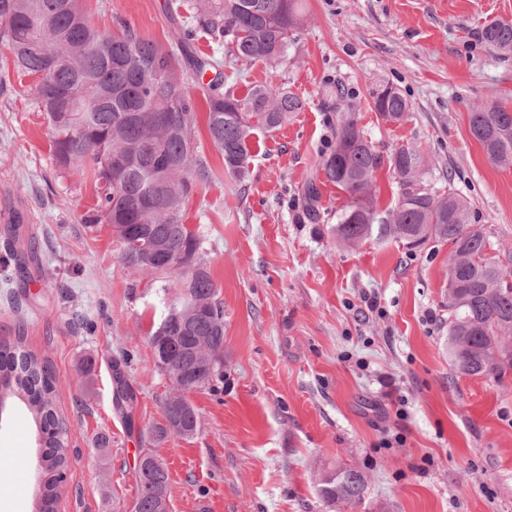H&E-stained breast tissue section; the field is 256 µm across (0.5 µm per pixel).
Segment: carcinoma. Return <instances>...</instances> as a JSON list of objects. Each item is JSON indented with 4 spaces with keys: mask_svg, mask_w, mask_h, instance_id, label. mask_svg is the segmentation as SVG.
<instances>
[{
    "mask_svg": "<svg viewBox=\"0 0 512 512\" xmlns=\"http://www.w3.org/2000/svg\"><path fill=\"white\" fill-rule=\"evenodd\" d=\"M300 0H197L194 15L183 16V0L171 14L183 20L182 36L166 48L126 27L119 34L97 30L79 0H0V41L8 45L16 67L37 77V104L51 130L58 171L74 173L94 187L95 223L119 225L121 262L160 279L162 312L148 344L170 382L180 373L200 379L205 389L224 376V302L200 258V240L184 223V208L194 177H211L197 157L192 137L198 111L186 80L214 70L203 90L205 124L224 171L240 182L251 175L250 141L257 131H274L302 111L303 100L287 88L265 82L239 89L224 79L223 64L198 57L192 26L207 28L229 46L228 63L286 61L288 35L303 22ZM487 46L512 53V22L496 20L483 29ZM373 109L386 124L410 118L407 99L382 85L372 91ZM469 129L486 157L512 167V108L503 103L469 107ZM388 165L397 184V200L377 210L375 172ZM324 180L346 194L336 210V240L355 246L371 239L394 240L413 249L430 239L451 245L448 255V362L462 376L503 382L512 372V274L487 255L490 242L472 223L467 200L448 185L439 191L426 179L423 151L402 145L389 154L367 138L353 113L336 123L335 141L320 156ZM316 182L308 183V216L320 212ZM147 236L158 250L147 255L138 245ZM26 337L0 344V382L13 392L3 410L20 406L31 415L44 439V490L36 512H57L68 467L67 423L56 410V381L42 356L27 349ZM112 364L113 400L131 415L136 394L123 365ZM165 425L159 441L180 425L190 434L198 416L187 393H169L163 405ZM137 496L133 512H165L161 494L171 492L168 471L143 458L135 467ZM368 481L352 467L325 475L318 496L328 505L362 501Z\"/></svg>",
    "mask_w": 512,
    "mask_h": 512,
    "instance_id": "1",
    "label": "carcinoma"
}]
</instances>
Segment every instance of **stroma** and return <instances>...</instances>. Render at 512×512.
Instances as JSON below:
<instances>
[{
	"label": "stroma",
	"mask_w": 512,
	"mask_h": 512,
	"mask_svg": "<svg viewBox=\"0 0 512 512\" xmlns=\"http://www.w3.org/2000/svg\"><path fill=\"white\" fill-rule=\"evenodd\" d=\"M80 7L109 34L128 26L165 46L180 37L168 0ZM304 10L286 62L241 68L252 83L276 75L306 102L253 137L248 182L225 173L196 127L213 176L197 182L185 222L224 303V378L189 393V438L153 435L170 392L146 342L159 323L157 284L122 264L110 225L91 223V185L56 170L37 80L0 45V214L19 216L20 246L35 252L24 273L0 265V343L25 334L56 375V408L73 434L58 512H132L146 448L169 473V512H332L317 483L342 466L369 477L362 503L344 512H512V375L498 384L449 367L448 243L345 249L332 231L345 194L321 183L317 224L304 199L336 128L325 88L339 85L378 147L424 150L434 186L453 182L491 256L512 271V169L488 161L468 114L512 104V54L482 39L488 21L512 20V0H305ZM382 84L408 99L403 125L377 119L371 92ZM124 352L137 395L129 418L112 392ZM37 450L24 410L0 420V512H34Z\"/></svg>",
	"instance_id": "35a3bbf8"
}]
</instances>
